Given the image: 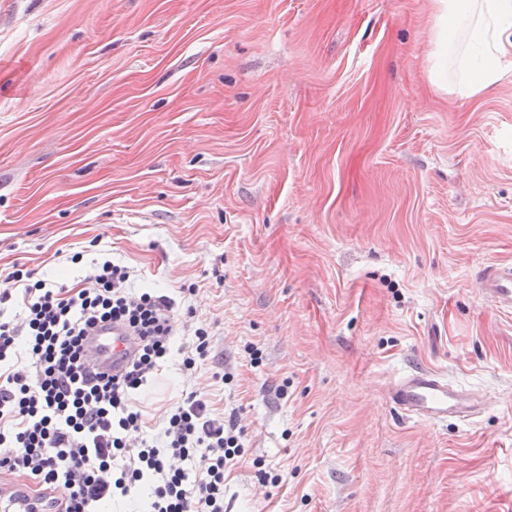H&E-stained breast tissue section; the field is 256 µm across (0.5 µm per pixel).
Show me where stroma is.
I'll use <instances>...</instances> for the list:
<instances>
[{
  "label": "stroma",
  "instance_id": "obj_1",
  "mask_svg": "<svg viewBox=\"0 0 512 512\" xmlns=\"http://www.w3.org/2000/svg\"><path fill=\"white\" fill-rule=\"evenodd\" d=\"M433 26V0H0V271L109 259L194 309L210 360L138 398L154 434L193 391L240 411L226 512H512V311L478 290L512 263V73L439 90ZM415 368L485 409L403 415Z\"/></svg>",
  "mask_w": 512,
  "mask_h": 512
}]
</instances>
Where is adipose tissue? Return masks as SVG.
Listing matches in <instances>:
<instances>
[{
	"mask_svg": "<svg viewBox=\"0 0 512 512\" xmlns=\"http://www.w3.org/2000/svg\"><path fill=\"white\" fill-rule=\"evenodd\" d=\"M434 5L432 81L461 97L482 93L512 67V0H434Z\"/></svg>",
	"mask_w": 512,
	"mask_h": 512,
	"instance_id": "obj_1",
	"label": "adipose tissue"
}]
</instances>
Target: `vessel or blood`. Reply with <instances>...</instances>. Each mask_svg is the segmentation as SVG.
<instances>
[{
    "mask_svg": "<svg viewBox=\"0 0 512 512\" xmlns=\"http://www.w3.org/2000/svg\"><path fill=\"white\" fill-rule=\"evenodd\" d=\"M481 292L502 308H512V265L491 264L479 274ZM135 347V340L118 324L94 329L87 343L91 364L103 371L118 372ZM389 398L403 414L424 422L467 420L475 414L477 401L468 391L457 388L427 369H415L399 379Z\"/></svg>",
    "mask_w": 512,
    "mask_h": 512,
    "instance_id": "obj_1",
    "label": "vessel or blood"
}]
</instances>
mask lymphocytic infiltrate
<instances>
[{
  "instance_id": "1",
  "label": "lymphocytic infiltrate",
  "mask_w": 512,
  "mask_h": 512,
  "mask_svg": "<svg viewBox=\"0 0 512 512\" xmlns=\"http://www.w3.org/2000/svg\"><path fill=\"white\" fill-rule=\"evenodd\" d=\"M0 303L18 299L21 318L0 315V471L30 478L41 495L30 512H101L148 489L146 512H224V472L245 452L237 412L212 414L190 392L169 411L160 435L144 429L135 394L171 350L184 369L207 360L210 328L174 347L173 304L131 288L128 267L94 263L78 288H56L13 268ZM124 324L138 348L124 372L98 371L85 342L102 323Z\"/></svg>"
}]
</instances>
